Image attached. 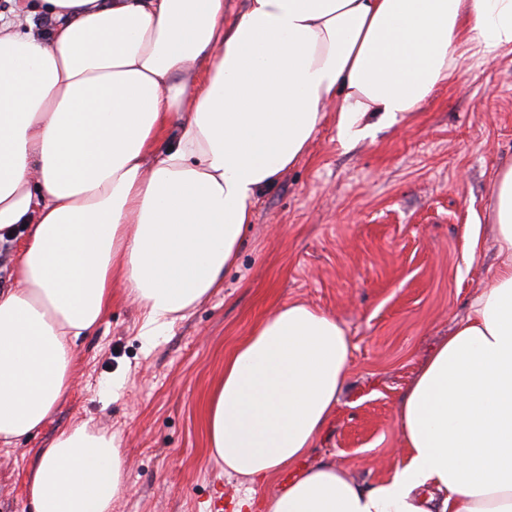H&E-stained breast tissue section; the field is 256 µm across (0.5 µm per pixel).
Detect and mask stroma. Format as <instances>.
<instances>
[{
  "label": "stroma",
  "instance_id": "obj_1",
  "mask_svg": "<svg viewBox=\"0 0 512 512\" xmlns=\"http://www.w3.org/2000/svg\"><path fill=\"white\" fill-rule=\"evenodd\" d=\"M509 163L511 52L480 60L463 51L454 77L418 111L377 121L352 145L327 113L259 199L222 288L150 336L139 305L120 300L79 341L56 414L17 447H0V512H32L27 471L58 431L81 421L121 450L128 491L112 512H207L217 494H234L238 480L207 453V401L225 355L291 301L334 316L352 344L336 413L308 464L334 463L365 487L389 477L400 461L402 398L497 262L492 189Z\"/></svg>",
  "mask_w": 512,
  "mask_h": 512
}]
</instances>
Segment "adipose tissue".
<instances>
[{"instance_id":"ef3b65f1","label":"adipose tissue","mask_w":512,"mask_h":512,"mask_svg":"<svg viewBox=\"0 0 512 512\" xmlns=\"http://www.w3.org/2000/svg\"><path fill=\"white\" fill-rule=\"evenodd\" d=\"M512 49V0H5L0 7V447L55 414L80 339L117 298L153 333L238 263L261 193L327 111L340 140L417 111L457 67ZM201 72L198 85L189 77ZM494 275L400 403L402 457L366 488L301 468L351 361L338 320L302 303L262 318L224 359L207 446L265 512H512V164L493 186ZM34 512H112L121 451L61 429L26 476ZM249 491L228 512H251Z\"/></svg>"}]
</instances>
